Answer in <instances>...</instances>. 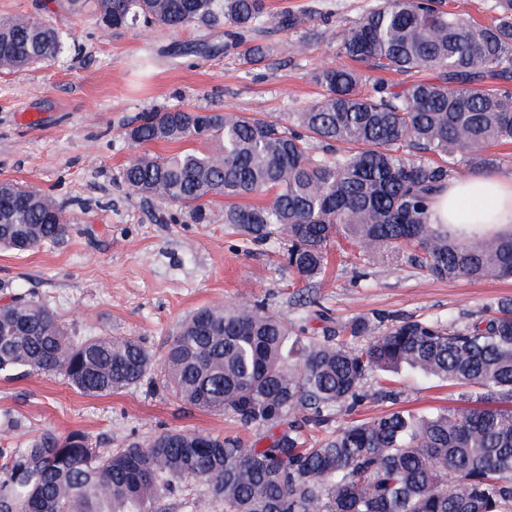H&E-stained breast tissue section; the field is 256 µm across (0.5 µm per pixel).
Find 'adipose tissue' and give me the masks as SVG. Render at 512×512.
Instances as JSON below:
<instances>
[{
    "mask_svg": "<svg viewBox=\"0 0 512 512\" xmlns=\"http://www.w3.org/2000/svg\"><path fill=\"white\" fill-rule=\"evenodd\" d=\"M430 215L438 224H512V176L483 173L450 178L433 197Z\"/></svg>",
    "mask_w": 512,
    "mask_h": 512,
    "instance_id": "ef3b65f1",
    "label": "adipose tissue"
}]
</instances>
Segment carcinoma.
<instances>
[{
  "label": "carcinoma",
  "instance_id": "cac0c4a2",
  "mask_svg": "<svg viewBox=\"0 0 512 512\" xmlns=\"http://www.w3.org/2000/svg\"><path fill=\"white\" fill-rule=\"evenodd\" d=\"M494 11L484 25L437 0H377L339 31L336 54L416 79L397 89L342 64L322 68L313 78L323 93L288 113L287 126L236 112H142L124 132L134 144L215 140L219 149L141 152L123 181L195 224L226 199L224 223L252 242L282 238L308 288L335 236L367 256L410 247L439 279L512 277V227L461 239L427 209L461 166H486L490 145L512 142V89L488 84L512 79V0H495ZM94 13L109 29L222 24L232 37L224 49L251 65L270 56L257 37L271 21L304 43L314 37L307 18L273 15L268 0H94ZM65 43L48 20L1 19L0 70L50 63ZM255 196L268 201L238 203ZM68 232L63 205L0 182V250L39 251ZM322 321L319 337L258 302L198 309L166 339L162 388L262 430L260 441L175 429L112 451L80 430L45 432L0 448V512H169L154 507L160 490L196 512L189 479L207 486L219 512H512V298L460 326L407 318L375 337L369 318ZM153 365L135 337L69 335L34 293L0 304V376L58 374L95 396L142 382ZM401 368L470 386L478 406L395 410L308 435L363 401L370 372Z\"/></svg>",
  "mask_w": 512,
  "mask_h": 512
}]
</instances>
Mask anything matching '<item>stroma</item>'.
Returning <instances> with one entry per match:
<instances>
[{
	"instance_id": "stroma-1",
	"label": "stroma",
	"mask_w": 512,
	"mask_h": 512,
	"mask_svg": "<svg viewBox=\"0 0 512 512\" xmlns=\"http://www.w3.org/2000/svg\"><path fill=\"white\" fill-rule=\"evenodd\" d=\"M373 0H268L271 13L288 9L310 17L317 39L308 45L267 24L272 48L264 66L220 53L224 31L190 25L180 31L136 24L102 31L92 8L73 12L69 0H0V18H46L68 34L51 65L0 71V182H15L54 197L71 229L64 243L40 251H0V303L32 292L78 336H134L162 354L175 326L207 305L264 300L291 324L320 327L319 313L344 323L376 316L438 318L462 324L486 306L512 296V279L440 280L409 254L361 256L335 240L314 296L288 268L284 244L257 245L224 222L216 199L210 220L194 224L176 207L127 190L122 173L138 146L122 137L137 113L154 109L230 111L287 116L315 99V70L337 64L336 33ZM153 380L104 396H87L62 376L0 377V445H20L51 430H80L105 449L130 435L146 439L167 428L203 435H236L228 418L187 410ZM389 384L396 400L379 398ZM363 402L340 410L336 425L393 410L432 413L461 406L473 388L403 369L367 376Z\"/></svg>"
}]
</instances>
